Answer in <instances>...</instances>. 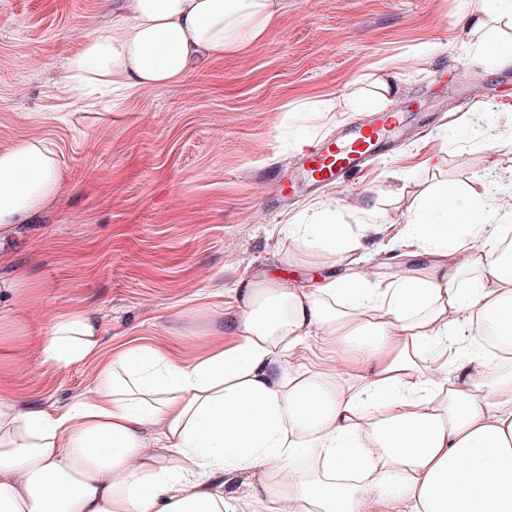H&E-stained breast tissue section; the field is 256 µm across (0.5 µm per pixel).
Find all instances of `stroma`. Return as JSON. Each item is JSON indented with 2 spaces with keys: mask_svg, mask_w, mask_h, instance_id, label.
<instances>
[{
  "mask_svg": "<svg viewBox=\"0 0 512 512\" xmlns=\"http://www.w3.org/2000/svg\"><path fill=\"white\" fill-rule=\"evenodd\" d=\"M119 14V0H0V148L38 138L65 169L0 263V275L25 278L0 335V395L20 404L51 410L91 382L95 363L41 356L57 314L94 309L103 358L143 340L190 360L221 343L254 275L312 287L339 272L331 253L288 233L322 203L353 229L375 225L373 244L400 255L395 221L426 191L447 182L467 203L479 184L512 190V64L471 55L469 0H288L259 41L181 82L60 96L67 58ZM436 94L440 112L411 115L360 179L325 192L300 179L280 198L298 139L314 145L369 118L349 97L382 112Z\"/></svg>",
  "mask_w": 512,
  "mask_h": 512,
  "instance_id": "obj_1",
  "label": "stroma"
}]
</instances>
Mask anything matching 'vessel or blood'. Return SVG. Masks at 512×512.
Listing matches in <instances>:
<instances>
[{
    "instance_id": "vessel-or-blood-1",
    "label": "vessel or blood",
    "mask_w": 512,
    "mask_h": 512,
    "mask_svg": "<svg viewBox=\"0 0 512 512\" xmlns=\"http://www.w3.org/2000/svg\"><path fill=\"white\" fill-rule=\"evenodd\" d=\"M407 112V107L393 106L368 123L307 149L300 158L303 178L315 188H337L352 181L370 157L390 146L404 128Z\"/></svg>"
}]
</instances>
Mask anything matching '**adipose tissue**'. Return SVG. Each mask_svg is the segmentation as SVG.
Wrapping results in <instances>:
<instances>
[{"label":"adipose tissue","instance_id":"ef3b65f1","mask_svg":"<svg viewBox=\"0 0 512 512\" xmlns=\"http://www.w3.org/2000/svg\"><path fill=\"white\" fill-rule=\"evenodd\" d=\"M285 6L125 0L68 58L64 80L118 91L181 81L201 58L261 39ZM61 178L43 140L0 149V255L5 232ZM489 210L512 219L502 197L477 192L466 206L441 184L404 215L415 262L389 279L360 269L311 289L248 281L223 346L191 361L148 344L100 360L95 310L58 314L44 360L98 368L53 412L0 396V512H224L214 480L254 472L250 504L263 512H512V244ZM289 232L338 257L358 245L329 204ZM311 341L345 372L285 371ZM306 455L313 471L296 466Z\"/></svg>","mask_w":512,"mask_h":512}]
</instances>
